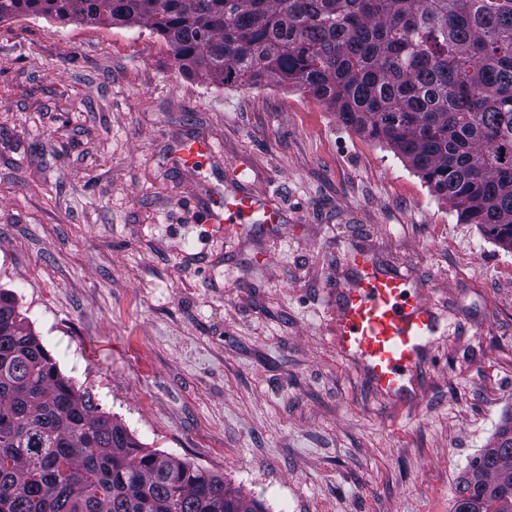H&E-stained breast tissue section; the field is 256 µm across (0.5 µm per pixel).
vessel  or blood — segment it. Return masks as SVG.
<instances>
[{
  "mask_svg": "<svg viewBox=\"0 0 512 512\" xmlns=\"http://www.w3.org/2000/svg\"><path fill=\"white\" fill-rule=\"evenodd\" d=\"M257 212L267 223L280 220L253 194L219 193L207 220L213 225L247 224ZM351 264L354 277L336 286V350L359 366L373 388L398 402L411 400L413 376L442 330L441 319L413 289L408 276L380 269L366 254L352 256Z\"/></svg>",
  "mask_w": 512,
  "mask_h": 512,
  "instance_id": "vessel-or-blood-1",
  "label": "vessel or blood"
}]
</instances>
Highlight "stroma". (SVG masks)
<instances>
[{"mask_svg": "<svg viewBox=\"0 0 512 512\" xmlns=\"http://www.w3.org/2000/svg\"><path fill=\"white\" fill-rule=\"evenodd\" d=\"M217 183L279 223L215 232ZM356 252L445 326L410 401L336 350ZM0 288L145 448L266 512H452L512 416V250L320 101L202 82L145 29L0 21Z\"/></svg>", "mask_w": 512, "mask_h": 512, "instance_id": "obj_1", "label": "stroma"}]
</instances>
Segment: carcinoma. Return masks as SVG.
I'll list each match as a JSON object with an SVG mask.
<instances>
[{
	"mask_svg": "<svg viewBox=\"0 0 512 512\" xmlns=\"http://www.w3.org/2000/svg\"><path fill=\"white\" fill-rule=\"evenodd\" d=\"M138 26L178 69L292 86L389 146L512 249V0H0V20ZM0 512H264L147 450L59 373L0 289ZM454 512H512V421L474 457Z\"/></svg>",
	"mask_w": 512,
	"mask_h": 512,
	"instance_id": "carcinoma-1",
	"label": "carcinoma"
}]
</instances>
